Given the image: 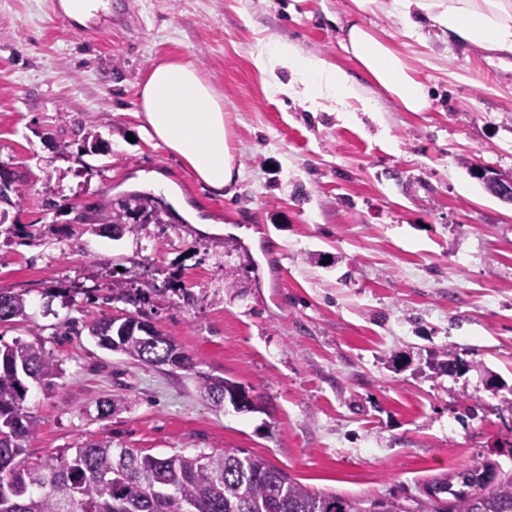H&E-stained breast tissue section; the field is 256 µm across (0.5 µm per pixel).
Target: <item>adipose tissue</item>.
Returning <instances> with one entry per match:
<instances>
[{"mask_svg":"<svg viewBox=\"0 0 512 512\" xmlns=\"http://www.w3.org/2000/svg\"><path fill=\"white\" fill-rule=\"evenodd\" d=\"M411 33L430 25L456 41L512 54V0H392ZM343 47L358 70L403 111L424 112L428 92L406 58L389 39L350 22ZM254 68L275 93L307 104L310 111H374L341 68L319 57L301 55L284 39L258 45ZM148 134L179 156L212 192L223 193L237 172L233 133L224 100L183 56H169L147 71L139 91Z\"/></svg>","mask_w":512,"mask_h":512,"instance_id":"obj_1","label":"adipose tissue"}]
</instances>
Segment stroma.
Returning <instances> with one entry per match:
<instances>
[{"mask_svg":"<svg viewBox=\"0 0 512 512\" xmlns=\"http://www.w3.org/2000/svg\"><path fill=\"white\" fill-rule=\"evenodd\" d=\"M382 0H112L128 25L83 38L47 0H0V168L24 176L0 235V292L62 360L30 384L28 462L87 437L155 456L240 448L308 488L420 498L469 464L512 473V203L459 164L512 173V57L407 32ZM398 44L431 106L406 112L341 46L353 19ZM354 75L372 112H311L270 91L251 55L272 39ZM192 59L224 98L239 177L211 192L138 116L154 61ZM70 143L71 153L59 152ZM140 190L179 215L115 240L85 209ZM234 272L237 287L225 285ZM121 281L155 286L144 317L190 370L96 346L85 325L124 317ZM175 283L188 295L176 302ZM448 351L470 365L435 374ZM237 382L260 408L215 409L201 384ZM122 407L98 415L100 400Z\"/></svg>","mask_w":512,"mask_h":512,"instance_id":"35a3bbf8","label":"stroma"}]
</instances>
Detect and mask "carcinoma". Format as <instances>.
<instances>
[{
  "label": "carcinoma",
  "mask_w": 512,
  "mask_h": 512,
  "mask_svg": "<svg viewBox=\"0 0 512 512\" xmlns=\"http://www.w3.org/2000/svg\"><path fill=\"white\" fill-rule=\"evenodd\" d=\"M173 218L169 204L131 191L94 210L91 221L136 234L147 224H169ZM158 292L112 283V297L134 306ZM28 319L24 295L0 293V323ZM141 322L133 314L119 324L103 316L88 329L98 347L144 363L175 346L159 330L146 340L134 330ZM430 368L450 375L468 364L442 351ZM62 374V361L40 341L0 342V512H512V476L499 479L485 464L459 473L464 489L437 483L426 490V499L411 504L394 496L363 499L315 491L239 448L158 457L89 438L70 454L47 455L30 464L22 458L36 434L25 406L28 383L47 387ZM201 389L222 409L240 385L208 377Z\"/></svg>",
  "instance_id": "1"
}]
</instances>
